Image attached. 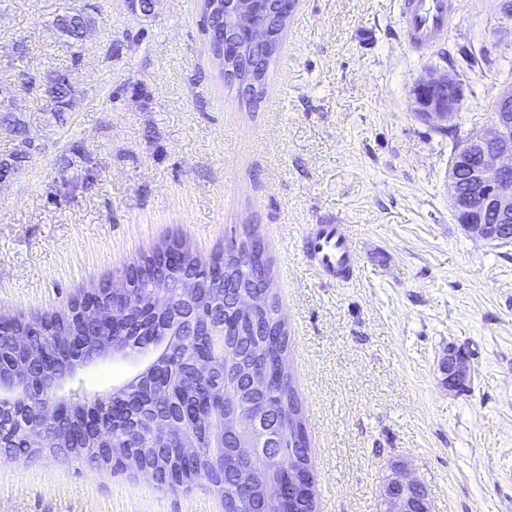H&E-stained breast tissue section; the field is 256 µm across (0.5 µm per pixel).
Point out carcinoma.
Here are the masks:
<instances>
[{
    "label": "carcinoma",
    "mask_w": 512,
    "mask_h": 512,
    "mask_svg": "<svg viewBox=\"0 0 512 512\" xmlns=\"http://www.w3.org/2000/svg\"><path fill=\"white\" fill-rule=\"evenodd\" d=\"M90 18L79 13L71 15L67 30L55 24L66 41H81L80 30ZM56 95L52 101L67 103L71 85L65 76L53 79ZM178 251L182 254V272L202 278V288L196 296L193 309L198 322L205 323L211 305L224 301V353L216 354L212 377L201 382L191 373V364L203 354L212 352L203 336H180L168 359L175 363L172 375L156 369L142 380L129 385L124 397L131 405V414L112 427V434L96 438L85 431V402L76 394L63 421L37 435L24 433L0 438V448L16 457L29 458L44 451L66 448L79 458L96 466L109 465L117 457L127 468L139 470L149 465L159 475L158 486L174 490L198 480L208 471L207 481L224 498V512H315L314 496L304 500L266 499L260 489L271 482H286L297 473L311 474L305 417L295 395L290 372L282 370V362L289 353L288 333L284 323L260 312L244 317L234 308L224 281L245 286L251 283L257 266L253 263H230L225 257L202 262L192 250L179 240L165 242L151 253L142 256L132 274L111 280L98 297L105 302L112 298L125 299L137 305V326L151 334L156 329L169 327L173 318L165 319L151 311L150 292L139 276L150 271L160 253ZM73 319L64 312L26 322V326L40 332L35 337L39 351H50L65 370L72 365L70 351L54 348L58 336L77 335L90 353L95 344L112 335L88 336L72 332ZM257 368L270 376L264 389L250 387L245 378ZM212 386H222L239 399L235 409L208 407L205 395ZM297 406L296 421L288 420L283 408ZM155 418H167L180 424L183 434L202 448V457L184 460L172 440L151 434L149 423ZM259 419L261 425L254 434L255 453L247 458L235 452L237 442L246 437L242 422ZM273 445L283 463L276 464L269 454ZM106 446L112 453L101 450Z\"/></svg>",
    "instance_id": "cac0c4a2"
}]
</instances>
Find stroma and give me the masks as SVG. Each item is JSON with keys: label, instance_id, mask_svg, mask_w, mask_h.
<instances>
[{"label": "stroma", "instance_id": "1", "mask_svg": "<svg viewBox=\"0 0 512 512\" xmlns=\"http://www.w3.org/2000/svg\"><path fill=\"white\" fill-rule=\"evenodd\" d=\"M401 0H296L267 92L246 106L215 64L201 0H0V314L60 311L163 241L202 261L258 240L289 336L316 512H382L391 461L434 512H512V245L474 238L449 205L447 133L409 94L456 69L459 135L488 127L512 86V19L462 0L445 42L399 37ZM91 19L60 40L59 15ZM65 74L69 104L26 90ZM341 224L356 276L329 285L304 260L309 225ZM464 347L465 390L439 360ZM107 358L91 395L140 371ZM0 512H224L206 481L171 491L134 470L0 450ZM59 17V16H58ZM57 17L55 21V29L60 34L62 38L66 39V42H69L70 44L77 43L81 41L80 38V30L83 28L84 25H87L90 23L91 19L87 16H84L83 14L75 13L71 14L70 23L67 27V34H63V30L61 29L62 26L59 24V18ZM89 33V28L84 27L82 29V39L85 38ZM72 41V42H70Z\"/></svg>", "mask_w": 512, "mask_h": 512}]
</instances>
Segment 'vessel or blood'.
Returning <instances> with one entry per match:
<instances>
[{"label": "vessel or blood", "mask_w": 512, "mask_h": 512, "mask_svg": "<svg viewBox=\"0 0 512 512\" xmlns=\"http://www.w3.org/2000/svg\"><path fill=\"white\" fill-rule=\"evenodd\" d=\"M456 0H403L400 34L419 53L441 40L457 19ZM303 256L320 279L344 282L357 268L351 239L338 224H316L303 239Z\"/></svg>", "instance_id": "vessel-or-blood-1"}]
</instances>
